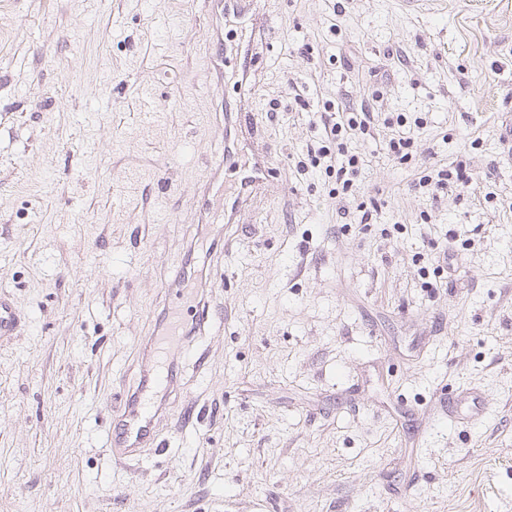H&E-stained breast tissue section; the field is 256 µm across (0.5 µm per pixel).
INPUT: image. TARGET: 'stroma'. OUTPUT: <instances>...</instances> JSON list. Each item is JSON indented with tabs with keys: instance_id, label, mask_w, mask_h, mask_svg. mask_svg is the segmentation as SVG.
Listing matches in <instances>:
<instances>
[{
	"instance_id": "obj_1",
	"label": "stroma",
	"mask_w": 512,
	"mask_h": 512,
	"mask_svg": "<svg viewBox=\"0 0 512 512\" xmlns=\"http://www.w3.org/2000/svg\"><path fill=\"white\" fill-rule=\"evenodd\" d=\"M260 6L275 184L218 225L196 190L240 90L204 75L202 0H0V291L26 318L0 341V512H512V0ZM336 100L425 117L419 158L477 185L411 190L380 125L351 144L379 196L358 223L296 169ZM222 234L224 321L184 347L161 447L114 463L162 287ZM461 387L483 416L449 415Z\"/></svg>"
}]
</instances>
